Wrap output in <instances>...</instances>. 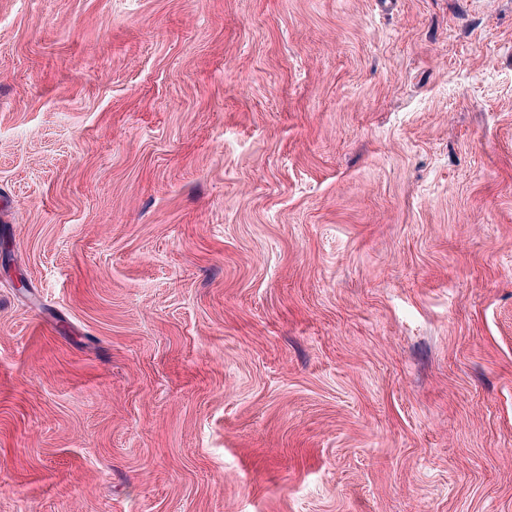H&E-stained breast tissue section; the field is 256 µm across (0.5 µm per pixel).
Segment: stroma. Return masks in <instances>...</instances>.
Masks as SVG:
<instances>
[{"label": "stroma", "instance_id": "35a3bbf8", "mask_svg": "<svg viewBox=\"0 0 512 512\" xmlns=\"http://www.w3.org/2000/svg\"><path fill=\"white\" fill-rule=\"evenodd\" d=\"M0 512H512V0H0Z\"/></svg>", "mask_w": 512, "mask_h": 512}]
</instances>
